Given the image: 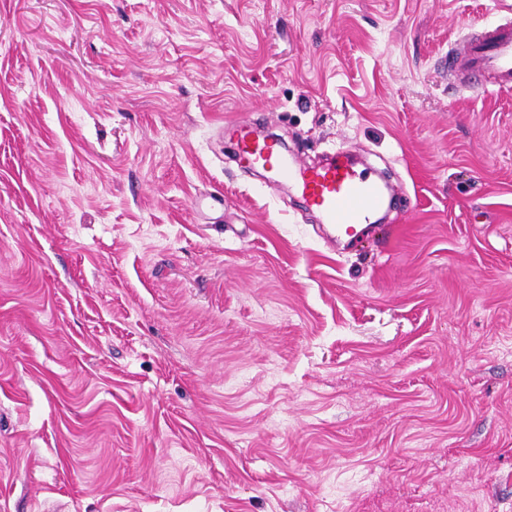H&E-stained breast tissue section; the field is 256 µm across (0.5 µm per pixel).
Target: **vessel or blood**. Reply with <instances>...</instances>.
<instances>
[{
  "instance_id": "b4317fda",
  "label": "vessel or blood",
  "mask_w": 512,
  "mask_h": 512,
  "mask_svg": "<svg viewBox=\"0 0 512 512\" xmlns=\"http://www.w3.org/2000/svg\"><path fill=\"white\" fill-rule=\"evenodd\" d=\"M448 71L459 81L482 76L487 85L512 87V22L472 35L459 55L448 58ZM238 153L272 178L288 180L304 203L339 233L353 235L357 225L372 223L385 192L343 156L306 166L283 154L276 141L253 136L248 126L228 127Z\"/></svg>"
}]
</instances>
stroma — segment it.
I'll return each mask as SVG.
<instances>
[{
	"label": "stroma",
	"instance_id": "stroma-1",
	"mask_svg": "<svg viewBox=\"0 0 512 512\" xmlns=\"http://www.w3.org/2000/svg\"><path fill=\"white\" fill-rule=\"evenodd\" d=\"M506 15L0 0V512H512V89L440 70ZM234 122L384 223L324 235Z\"/></svg>",
	"mask_w": 512,
	"mask_h": 512
}]
</instances>
